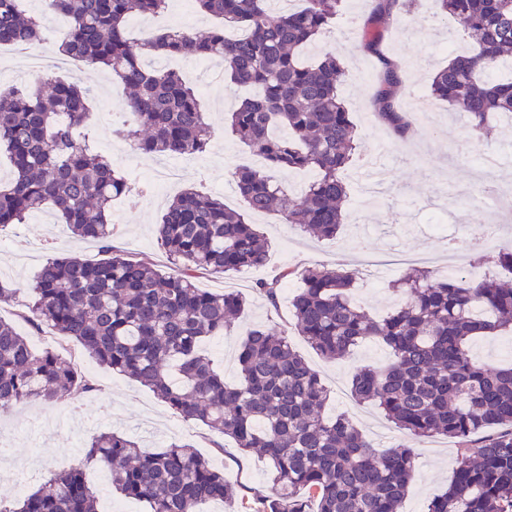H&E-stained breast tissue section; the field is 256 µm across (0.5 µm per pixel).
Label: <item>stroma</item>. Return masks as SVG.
Here are the masks:
<instances>
[{
  "label": "stroma",
  "mask_w": 512,
  "mask_h": 512,
  "mask_svg": "<svg viewBox=\"0 0 512 512\" xmlns=\"http://www.w3.org/2000/svg\"><path fill=\"white\" fill-rule=\"evenodd\" d=\"M370 11L365 0H345L343 12L330 32L322 34L317 44L304 52L305 59L313 61L325 49L341 51L348 72L340 94L357 127L358 150L342 174L347 186L344 223L335 238L318 240L281 223L278 215L250 216V223L258 225L268 242L267 260L262 266L238 272L200 275L199 287L212 292L236 289L248 299L233 335L207 338L203 347L225 379L231 381L237 375L235 353L240 334L259 325L288 330L294 349L330 390L327 415H348L380 448L416 449L418 459L404 512H424L427 503L443 493L453 477L457 445L443 436L418 440L388 422L376 406L354 397L351 380L356 370L387 364L388 348L370 340L355 347L346 359L325 360L294 329L291 299L298 280L287 282L276 308L253 289L257 280L272 277L289 266L339 265L357 271L356 299L367 313L378 317L397 305L398 297L390 284L406 269L427 268L442 276L451 270L493 276L499 272L498 253L512 250V238L508 237L472 248L467 233L469 227L489 219L488 212L468 193L476 168L482 156L491 152L505 153L512 162V122L495 118L491 136L479 144L466 119L450 112L447 103L437 102L430 111L413 113L414 134L397 139L375 117L372 106L377 70L373 58L361 50L359 38ZM382 32L389 55L402 66L400 97L404 100L416 90L428 93L433 71L447 64L454 52L474 49L466 34L448 36L427 10L411 24L386 22ZM451 40L457 44V51L447 50ZM55 76H77L93 87L95 98L85 127L89 142L118 167L131 171L138 186L137 192L113 203L112 221L117 226L112 237L114 249L142 252L157 265L168 267L155 228L168 202L187 187L222 194L228 208H241L231 171L236 165L254 163L255 157L227 130L226 114L240 99L230 90L229 78H222L218 87L200 91L209 123L208 152L195 157L174 156L180 175L160 193L149 180L160 158L135 153L129 142L112 133L113 117L123 112L127 103L123 87L108 71L81 61L57 70ZM381 149L390 152L391 163L388 185L375 202L364 196L360 174L365 157ZM438 209L447 213L448 232L444 235L430 226V216ZM57 256L97 260L101 252L98 243L74 238L49 204L26 223L0 229V282L20 291L17 299L0 303V318L14 322L35 348L51 349L74 360L97 382L99 392L89 402L75 399L64 406L32 403L0 416V498L13 500L18 495L17 485L36 490L51 470L81 463L87 441L113 429L152 452L165 449L174 440L192 444L223 470L240 493L233 504L213 502L206 505L205 512H251L254 493L269 490L263 459L244 453L230 438L201 423L183 420L149 388L99 366L78 346L61 341L51 327L35 332L19 318L18 312L28 299L27 288L46 261Z\"/></svg>",
  "instance_id": "1"
}]
</instances>
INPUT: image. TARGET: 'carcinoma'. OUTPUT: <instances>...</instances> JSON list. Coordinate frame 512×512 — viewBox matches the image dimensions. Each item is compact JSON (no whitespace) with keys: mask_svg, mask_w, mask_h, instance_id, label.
Returning <instances> with one entry per match:
<instances>
[{"mask_svg":"<svg viewBox=\"0 0 512 512\" xmlns=\"http://www.w3.org/2000/svg\"><path fill=\"white\" fill-rule=\"evenodd\" d=\"M72 21L59 55L109 69L129 94L130 118L112 133L144 155H203L209 147L207 112L196 88L174 70L149 68L158 52L219 57L230 80L256 89L231 113L229 127L266 168L240 165L233 178L245 212L187 188L156 227L173 269L144 254L112 247V201L129 189L122 169L73 133L88 113L90 89L79 78H46L35 87L0 92V150L12 164L0 187V227L22 224L50 203L72 234L100 245L103 258L62 256L40 269L20 317L47 324L97 364L150 388L176 414L223 433L268 462L272 494L255 495L254 512H403L417 454L379 452L340 414L324 415L330 391L288 342V334L253 327L237 351L229 383L202 352L205 339L231 333L245 298L196 285L204 273L260 265L263 234L247 214L276 212L286 224L319 238L336 236L347 196L341 177L356 144V127L339 93L344 67L334 51L313 63L303 51L336 19L344 0H305L270 13L271 0H195L224 19L204 35L169 29L135 41L129 20L151 17L168 0H45ZM361 42L375 59L376 116L398 138L414 132L396 93L401 65L382 48L381 17L412 20L425 0H371ZM448 34L466 31L478 50L438 69L429 99L465 114L481 134L494 113L512 115V79L489 78L512 60V0H430ZM241 31L235 38L226 28ZM38 18L18 0H0V45L28 48L41 41ZM314 169L318 178L290 197L271 172ZM297 274L291 301L295 328L327 360L350 354L366 340L383 342L393 360L364 366L352 377L355 397L381 409L397 428L420 440L442 435L458 444L448 490L426 512H512V366L475 361L478 336L512 331V280L445 277L431 270L392 283L400 296L374 318L356 300V272L325 266L287 270L257 284L275 306L282 280ZM97 391L94 379L54 350L35 352L14 325L0 318V414L28 403L58 405ZM85 464H101L112 491L145 501L150 512H200L210 500L232 502L236 488L188 443L148 452L131 438L102 432L86 445ZM98 497L84 464L53 471L45 485L3 504L0 512H97Z\"/></svg>","mask_w":512,"mask_h":512,"instance_id":"1","label":"carcinoma"}]
</instances>
